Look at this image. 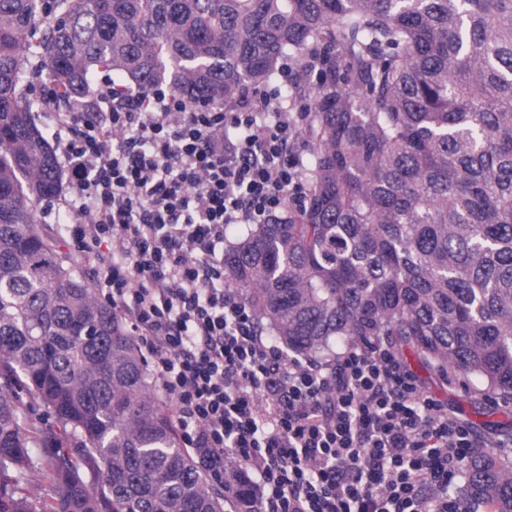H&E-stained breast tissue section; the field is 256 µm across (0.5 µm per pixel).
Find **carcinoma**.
<instances>
[{"label": "carcinoma", "mask_w": 512, "mask_h": 512, "mask_svg": "<svg viewBox=\"0 0 512 512\" xmlns=\"http://www.w3.org/2000/svg\"><path fill=\"white\" fill-rule=\"evenodd\" d=\"M298 61L313 161L298 209L224 251L258 325L312 356L383 336L512 401V0H0V512H224L156 400L136 340L35 206L62 174L22 82L74 105L166 86L232 105ZM56 420L29 447L14 386ZM35 470L57 489L37 504ZM464 495L512 512V461L478 448ZM236 512L256 494L238 471Z\"/></svg>", "instance_id": "obj_1"}]
</instances>
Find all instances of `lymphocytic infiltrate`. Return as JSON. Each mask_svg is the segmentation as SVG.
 <instances>
[{"label":"lymphocytic infiltrate","instance_id":"1","mask_svg":"<svg viewBox=\"0 0 512 512\" xmlns=\"http://www.w3.org/2000/svg\"><path fill=\"white\" fill-rule=\"evenodd\" d=\"M60 110L66 232L95 265L96 288L154 364L186 447L215 481L232 461L258 512H465L450 487L475 432L425 391L388 342L321 362L288 357L224 285V236L303 205L306 106L275 87L232 108L188 109L156 87Z\"/></svg>","mask_w":512,"mask_h":512}]
</instances>
